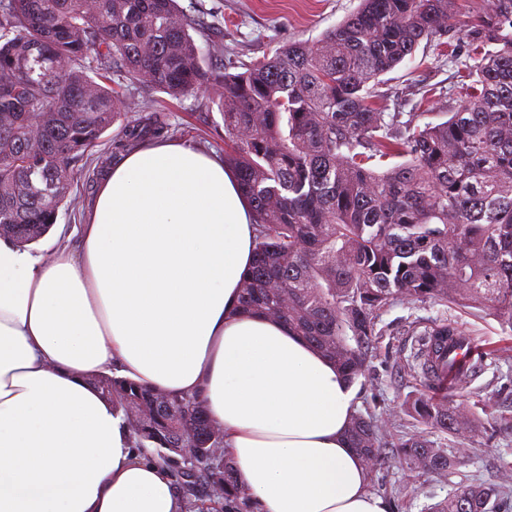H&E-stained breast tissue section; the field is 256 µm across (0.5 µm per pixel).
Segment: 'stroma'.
Segmentation results:
<instances>
[{"instance_id":"stroma-1","label":"stroma","mask_w":512,"mask_h":512,"mask_svg":"<svg viewBox=\"0 0 512 512\" xmlns=\"http://www.w3.org/2000/svg\"><path fill=\"white\" fill-rule=\"evenodd\" d=\"M207 9L218 16L212 39L224 44V64L231 67L262 58L293 41L313 40L354 12L359 0H204ZM458 65L446 46L436 42L419 45L414 59L405 61L383 78L378 104L381 111L400 113L402 120L416 124L439 122L453 103L442 96L429 104L420 99L426 89L454 85ZM218 88L191 93L170 100L166 115L172 140L223 156L224 116L217 106ZM96 188L85 181L72 182L69 195L58 211L57 222L69 232L70 247H77L74 231L82 224L96 198ZM476 337L491 354L486 367L460 391V400L471 407L487 394H495L498 413L512 417V396L500 393V386L512 380V358L496 357L495 352L512 346V336L503 333L497 320L482 312L437 302L397 303L380 317L364 383L356 385L357 409L372 414L382 428L386 448L382 464L371 480V488L383 497L402 492L403 512H426L428 505L448 496L462 475L473 474L481 481L512 486V427L502 429L496 438L477 431L454 440L434 433L430 439L451 453L465 457L461 468L434 475L419 467L401 464L394 442L420 431L421 426L406 409L407 396L421 387L424 377L419 348L422 333L441 319Z\"/></svg>"}]
</instances>
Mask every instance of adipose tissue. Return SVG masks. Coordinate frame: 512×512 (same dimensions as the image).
Masks as SVG:
<instances>
[{"label": "adipose tissue", "instance_id": "adipose-tissue-1", "mask_svg": "<svg viewBox=\"0 0 512 512\" xmlns=\"http://www.w3.org/2000/svg\"><path fill=\"white\" fill-rule=\"evenodd\" d=\"M80 250L0 238V512H182L88 382L199 395L259 512H387L350 447L355 393L287 325L238 312L252 210L216 157L148 143L105 175Z\"/></svg>", "mask_w": 512, "mask_h": 512}]
</instances>
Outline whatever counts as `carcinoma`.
Segmentation results:
<instances>
[{
  "label": "carcinoma",
  "mask_w": 512,
  "mask_h": 512,
  "mask_svg": "<svg viewBox=\"0 0 512 512\" xmlns=\"http://www.w3.org/2000/svg\"><path fill=\"white\" fill-rule=\"evenodd\" d=\"M457 2L361 0L318 40L230 72L211 66L207 12L177 0H0L4 237L24 245L49 231L115 124L109 163L167 137L159 111L126 119L125 87L177 98L216 85L224 163L256 229L240 312L288 324L351 385L367 370L376 321L398 301L487 309L512 335V0H488L469 21ZM452 29L465 41L450 57L465 60L447 119L415 125L382 112L370 83ZM89 382L122 413L133 447L178 469L185 512H250L204 400L115 375ZM481 410L424 390L412 402L426 428L451 438L494 435L492 398ZM347 437L381 462L372 415L354 414ZM397 448L432 473L458 465L420 433ZM509 500L508 485L465 475L428 512H501Z\"/></svg>",
  "instance_id": "cac0c4a2"
}]
</instances>
